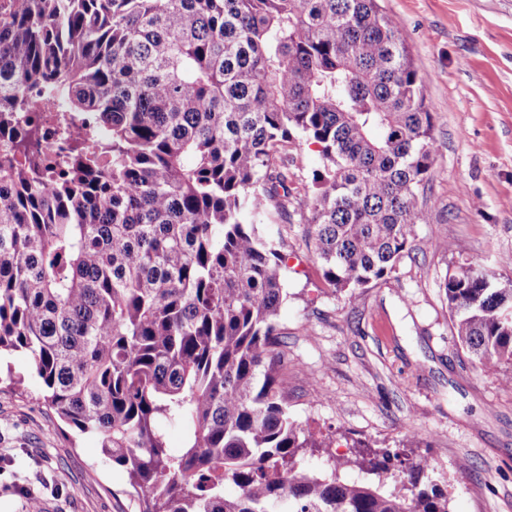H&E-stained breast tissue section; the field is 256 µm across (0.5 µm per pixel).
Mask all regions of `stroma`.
I'll use <instances>...</instances> for the list:
<instances>
[{
  "mask_svg": "<svg viewBox=\"0 0 512 512\" xmlns=\"http://www.w3.org/2000/svg\"><path fill=\"white\" fill-rule=\"evenodd\" d=\"M382 5L400 22L435 116L429 222L392 277L348 295L325 288L297 203L254 219L287 256L288 408L331 442L298 456L321 471L330 458L358 457L361 441L425 457L451 512H512V389L457 345L440 288L458 263L512 281L500 263L512 255V0ZM42 394L25 356L0 364V512H27L33 498L41 512H133L126 472L95 437L62 431Z\"/></svg>",
  "mask_w": 512,
  "mask_h": 512,
  "instance_id": "obj_1",
  "label": "stroma"
}]
</instances>
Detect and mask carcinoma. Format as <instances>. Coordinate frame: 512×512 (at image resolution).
Here are the masks:
<instances>
[{
  "label": "carcinoma",
  "instance_id": "1",
  "mask_svg": "<svg viewBox=\"0 0 512 512\" xmlns=\"http://www.w3.org/2000/svg\"><path fill=\"white\" fill-rule=\"evenodd\" d=\"M54 102L102 139L51 182L0 162V355L97 436L138 512H450L427 458L355 460L401 468L402 493L301 465L326 442L288 412L283 243L250 222L286 208L314 144L298 205L323 280L396 272L436 151L399 21L378 0H0V113ZM441 288L458 344L512 388V282L462 263Z\"/></svg>",
  "mask_w": 512,
  "mask_h": 512
}]
</instances>
